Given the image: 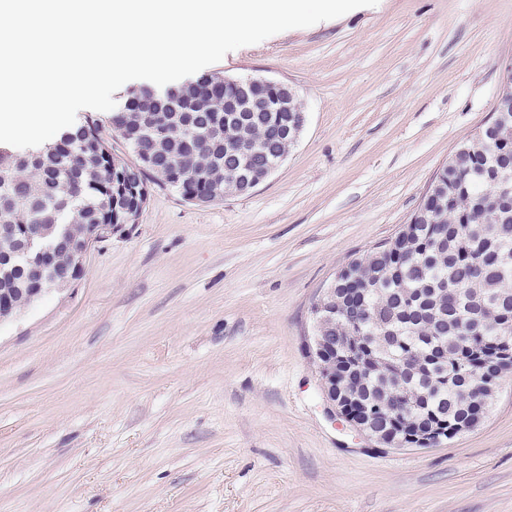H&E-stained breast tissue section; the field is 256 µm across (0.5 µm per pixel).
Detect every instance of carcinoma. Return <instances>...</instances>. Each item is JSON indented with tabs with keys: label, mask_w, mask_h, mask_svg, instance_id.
<instances>
[{
	"label": "carcinoma",
	"mask_w": 512,
	"mask_h": 512,
	"mask_svg": "<svg viewBox=\"0 0 512 512\" xmlns=\"http://www.w3.org/2000/svg\"><path fill=\"white\" fill-rule=\"evenodd\" d=\"M501 95L494 123L461 141L442 166L436 197L394 237L351 261L335 283L336 314L325 335L338 344L354 337L386 360L361 375L340 368L337 382L374 400L381 408L377 424L406 448L420 425L450 431L468 419L481 423L512 371V358L485 362L512 346V63L502 71ZM225 110L224 77L217 73L162 94L142 88L127 100L126 127L116 135L141 164L140 205L130 223L152 181L189 201L223 199L240 165L226 141L248 139L266 160L288 153L279 131L289 114L244 112L217 140L210 128ZM114 165L112 145L92 116L21 162L0 150V223L72 225L46 274L48 285L79 279L72 250L84 248L97 225L111 223L112 204L128 207L134 199L113 184ZM24 245L21 230L0 243V267L10 269L0 276V295L17 307L38 297L19 259Z\"/></svg>",
	"instance_id": "cac0c4a2"
}]
</instances>
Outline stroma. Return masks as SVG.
I'll list each match as a JSON object with an SVG mask.
<instances>
[{
	"mask_svg": "<svg viewBox=\"0 0 512 512\" xmlns=\"http://www.w3.org/2000/svg\"><path fill=\"white\" fill-rule=\"evenodd\" d=\"M512 0H379L209 70L305 126L248 194L151 184L80 278L0 323V512H512V374L487 418L381 449L335 413L312 307L493 114Z\"/></svg>",
	"mask_w": 512,
	"mask_h": 512,
	"instance_id": "1",
	"label": "stroma"
}]
</instances>
